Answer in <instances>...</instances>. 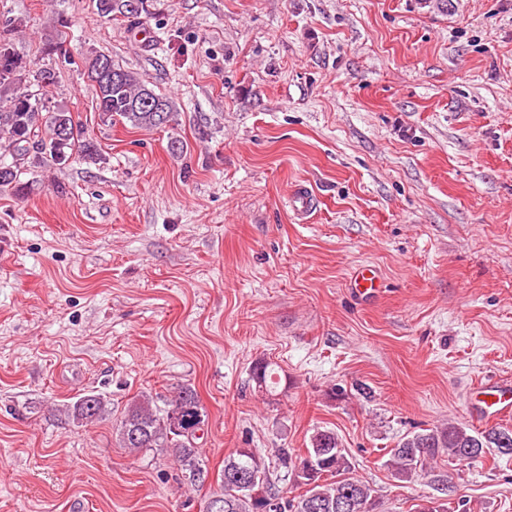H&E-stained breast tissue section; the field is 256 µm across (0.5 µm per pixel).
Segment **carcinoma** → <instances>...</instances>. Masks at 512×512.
<instances>
[{
  "label": "carcinoma",
  "instance_id": "1",
  "mask_svg": "<svg viewBox=\"0 0 512 512\" xmlns=\"http://www.w3.org/2000/svg\"><path fill=\"white\" fill-rule=\"evenodd\" d=\"M97 0L98 15L110 22L123 17L140 24L151 14L154 0ZM23 29L22 21L0 26V193L26 195L31 184L21 175L33 168L65 166L72 161L94 163L99 150L87 136L82 123L63 109L51 106L50 95L58 83L52 75L45 84L36 75L42 65L26 60L14 49L13 37ZM65 56L64 42L57 37L44 39L42 58ZM82 66L96 89V109L105 120L117 117L134 127L165 128L176 122L173 101L157 93L138 73L112 62V56L95 52L83 58ZM158 407L145 396L124 408L117 428L121 447L131 453L158 448L171 454L187 474L190 485L204 484L207 471L199 463L194 440L205 423V410L197 391L182 384L170 391ZM70 413L76 423L87 426L112 413L110 401L99 394L79 397ZM496 449L512 454V430L491 427L473 435L459 424L446 423L410 433L390 450L386 465L395 477L409 481L434 475L435 490L446 479L434 474V464L448 458L458 463L472 462ZM298 460L297 481L307 490L283 499L271 492L270 464L251 448H240L224 459V492L214 500L224 504L222 512H261L264 499L273 502L269 512H378L381 502L370 485L358 479L336 434L316 430L305 453L295 458L283 452L284 465Z\"/></svg>",
  "mask_w": 512,
  "mask_h": 512
}]
</instances>
